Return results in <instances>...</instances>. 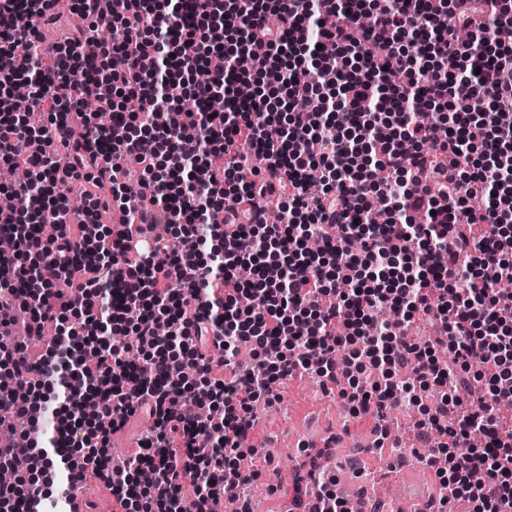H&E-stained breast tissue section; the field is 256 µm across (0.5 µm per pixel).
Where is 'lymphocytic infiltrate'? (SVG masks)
<instances>
[{
  "mask_svg": "<svg viewBox=\"0 0 512 512\" xmlns=\"http://www.w3.org/2000/svg\"><path fill=\"white\" fill-rule=\"evenodd\" d=\"M325 2L77 0L71 37L46 57L37 45L60 21L54 0H0V165L43 175L0 180L15 201L0 210L13 242L0 255V326L22 309L27 334L0 346V428H14L10 411L34 427L68 418L63 436L31 441L39 458L0 485V512H24L27 481L45 500L89 470L122 512H216L224 499L252 512L258 473L240 462L258 454L254 408L304 373L334 382L355 416L419 406L438 386L416 428L441 507L512 512V321L499 317L512 310L508 0ZM316 36L335 55H315ZM246 56L265 92L220 112L176 105L223 98ZM106 58L110 70L87 77ZM21 80L30 113L12 104ZM88 98L111 123L92 122ZM79 180L87 205L73 217L64 200ZM266 195L275 221L258 224ZM137 224L184 228L197 246L139 238ZM311 236L324 249L308 251ZM245 263L257 270L246 284ZM382 306L390 323L375 321ZM417 316L435 331L421 344L406 338ZM212 342L221 359L207 355ZM487 361L495 385L471 402ZM220 367L230 379L213 377ZM86 386L99 436L72 402ZM138 411L150 431L113 461L105 447Z\"/></svg>",
  "mask_w": 512,
  "mask_h": 512,
  "instance_id": "f902f5d3",
  "label": "lymphocytic infiltrate"
}]
</instances>
